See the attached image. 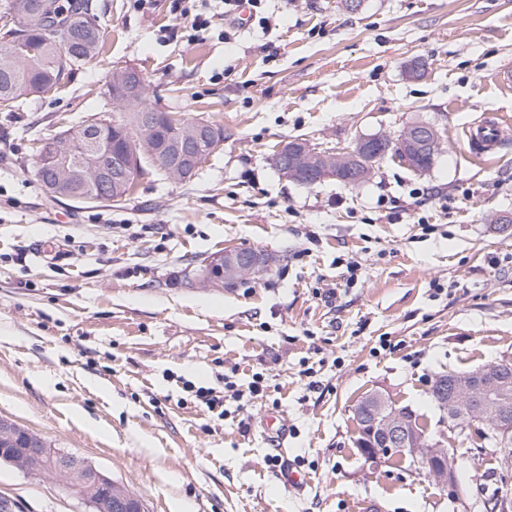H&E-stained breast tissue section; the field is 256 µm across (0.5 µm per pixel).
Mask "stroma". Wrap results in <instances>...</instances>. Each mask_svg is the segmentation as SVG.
Returning <instances> with one entry per match:
<instances>
[{"label": "stroma", "instance_id": "stroma-1", "mask_svg": "<svg viewBox=\"0 0 512 512\" xmlns=\"http://www.w3.org/2000/svg\"><path fill=\"white\" fill-rule=\"evenodd\" d=\"M92 2L99 54L57 91L0 107V417L84 458L144 512H452L409 462L361 457L352 409L376 390L453 449L470 512H484L496 463L443 423L429 388L437 372L512 359V142L479 158L464 137L512 119L498 79L512 0H263L270 28L218 16L198 39L171 0ZM116 66L224 143L189 179L144 169L121 204L53 200L36 141L95 110ZM418 121L442 144L424 175L385 159L352 188L274 167L297 136L346 147ZM229 248L276 262L232 288L199 281ZM269 415L288 429L302 493L268 463ZM1 498L87 512L8 464Z\"/></svg>", "mask_w": 512, "mask_h": 512}]
</instances>
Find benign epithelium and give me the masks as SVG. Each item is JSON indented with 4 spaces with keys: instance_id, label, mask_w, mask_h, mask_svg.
Instances as JSON below:
<instances>
[{
    "instance_id": "obj_1",
    "label": "benign epithelium",
    "mask_w": 512,
    "mask_h": 512,
    "mask_svg": "<svg viewBox=\"0 0 512 512\" xmlns=\"http://www.w3.org/2000/svg\"><path fill=\"white\" fill-rule=\"evenodd\" d=\"M112 103L126 110L140 112L146 129L141 140L142 152L156 156V142L148 132L153 119L152 110H143L144 82L141 74L130 67L115 69ZM112 127L96 117L89 119L75 135H59L47 142L38 163L51 172L48 188L57 196L72 182L76 175L89 172L90 180L107 185L109 170L120 171L132 166V158L117 149L102 146V135ZM401 144L405 155L435 154L441 144L436 128L418 122ZM217 126L200 122L184 133L174 145L164 170L177 179L185 176L190 167H198L200 154L195 144L206 138L218 147ZM385 138H361L349 149H319L304 144L288 147L275 164L283 179L299 180L314 185L327 179H337L346 169L365 176L384 157ZM271 260L262 252L228 250L224 256L212 261L201 270L203 280L224 287L234 285L243 277L258 278L270 270ZM512 379V361L495 359L465 372H450L444 380L443 391L437 403L443 420L449 428L461 433L479 425L477 431L495 424L499 434L489 441V452L498 462L501 487L494 499V512H512V407L495 395L498 386ZM411 409L402 406L379 392L366 395L354 408L356 419L361 421L357 434L359 444L370 447L373 453L369 463H387L396 459L407 460L413 466L423 467L428 477L448 496L453 512L466 508V497L459 485L455 457L440 439L433 438L427 430L419 431L410 422ZM17 468L36 474L54 477L66 489L82 497L90 512H127L113 503L112 494L121 492L122 502L139 501L122 490L104 472L87 461L61 451L48 448L36 434L17 423L0 418V458Z\"/></svg>"
}]
</instances>
